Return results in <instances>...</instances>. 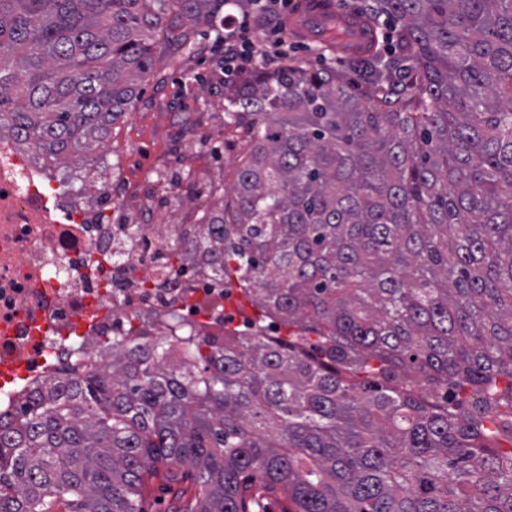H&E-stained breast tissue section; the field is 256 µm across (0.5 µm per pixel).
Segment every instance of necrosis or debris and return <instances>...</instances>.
<instances>
[{
    "label": "necrosis or debris",
    "instance_id": "4bbe7bcc",
    "mask_svg": "<svg viewBox=\"0 0 512 512\" xmlns=\"http://www.w3.org/2000/svg\"><path fill=\"white\" fill-rule=\"evenodd\" d=\"M86 193L44 176L33 156L0 138V415L72 363L76 345L111 333L128 314L177 310L224 324V282L171 256L183 227L97 220Z\"/></svg>",
    "mask_w": 512,
    "mask_h": 512
}]
</instances>
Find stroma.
<instances>
[{
	"label": "stroma",
	"mask_w": 512,
	"mask_h": 512,
	"mask_svg": "<svg viewBox=\"0 0 512 512\" xmlns=\"http://www.w3.org/2000/svg\"><path fill=\"white\" fill-rule=\"evenodd\" d=\"M219 22L200 29L192 53L170 31L154 40L180 58L173 70L156 65L140 97L111 126L106 142L112 179L97 202L116 224L193 223L196 212L223 186L238 164L234 128L224 110L228 90L221 70L224 51Z\"/></svg>",
	"instance_id": "1"
}]
</instances>
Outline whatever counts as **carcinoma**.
Listing matches in <instances>:
<instances>
[{"mask_svg":"<svg viewBox=\"0 0 512 512\" xmlns=\"http://www.w3.org/2000/svg\"><path fill=\"white\" fill-rule=\"evenodd\" d=\"M236 0H0V137L104 173L110 126ZM346 69L256 68L224 96L232 197L178 261L257 310L211 333L130 315L0 420V512H512V0H364ZM276 335L267 334L270 321ZM372 379L366 385L360 374ZM143 496L145 512H169L175 505L166 485L158 477L145 481ZM253 484L254 487L250 495H253L252 502L255 503L249 504L247 512H295L294 505L281 490L267 492L261 487L259 482H254Z\"/></svg>","mask_w":512,"mask_h":512,"instance_id":"obj_1","label":"carcinoma"}]
</instances>
